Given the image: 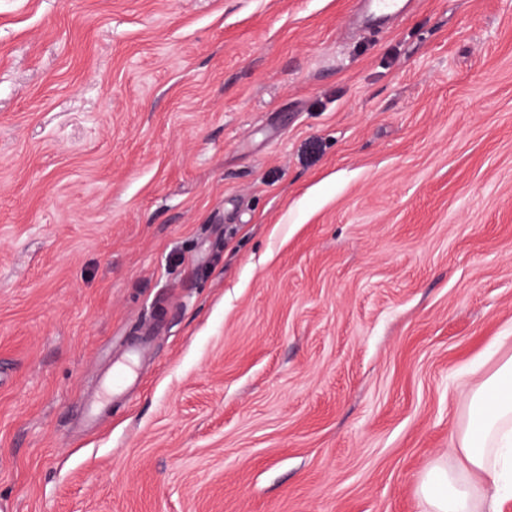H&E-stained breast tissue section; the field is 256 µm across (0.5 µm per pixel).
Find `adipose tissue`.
Returning a JSON list of instances; mask_svg holds the SVG:
<instances>
[{
  "label": "adipose tissue",
  "instance_id": "1",
  "mask_svg": "<svg viewBox=\"0 0 512 512\" xmlns=\"http://www.w3.org/2000/svg\"><path fill=\"white\" fill-rule=\"evenodd\" d=\"M458 467L438 462L419 495L428 512H500L512 498V357L465 396Z\"/></svg>",
  "mask_w": 512,
  "mask_h": 512
}]
</instances>
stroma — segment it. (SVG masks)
Segmentation results:
<instances>
[{
	"label": "stroma",
	"instance_id": "obj_1",
	"mask_svg": "<svg viewBox=\"0 0 512 512\" xmlns=\"http://www.w3.org/2000/svg\"><path fill=\"white\" fill-rule=\"evenodd\" d=\"M357 10L0 0V512H427L512 356V0ZM142 345H132L121 358H112L110 371L102 377L98 392L85 404V417L89 423L96 422L118 394L138 384L135 365Z\"/></svg>",
	"mask_w": 512,
	"mask_h": 512
}]
</instances>
